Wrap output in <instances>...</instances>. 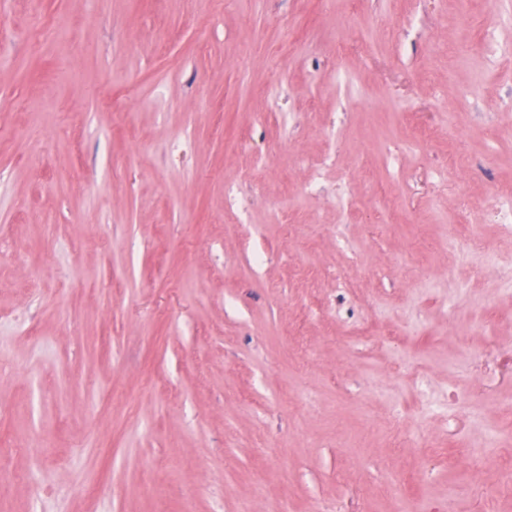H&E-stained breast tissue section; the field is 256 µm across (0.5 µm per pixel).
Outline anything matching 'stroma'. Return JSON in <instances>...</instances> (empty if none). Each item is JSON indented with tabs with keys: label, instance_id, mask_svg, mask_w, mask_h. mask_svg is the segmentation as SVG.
<instances>
[{
	"label": "stroma",
	"instance_id": "obj_1",
	"mask_svg": "<svg viewBox=\"0 0 512 512\" xmlns=\"http://www.w3.org/2000/svg\"><path fill=\"white\" fill-rule=\"evenodd\" d=\"M511 129L512 0H0V512H512Z\"/></svg>",
	"mask_w": 512,
	"mask_h": 512
}]
</instances>
